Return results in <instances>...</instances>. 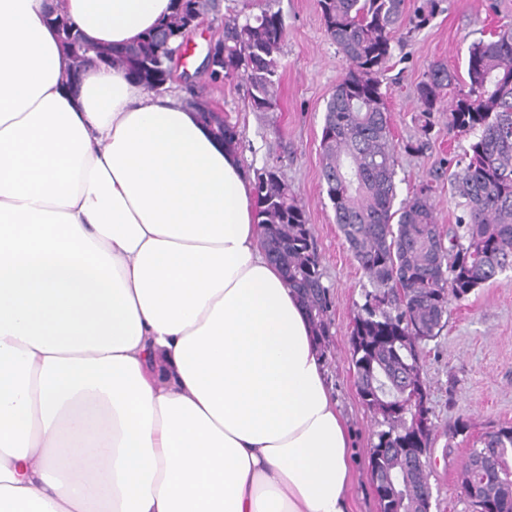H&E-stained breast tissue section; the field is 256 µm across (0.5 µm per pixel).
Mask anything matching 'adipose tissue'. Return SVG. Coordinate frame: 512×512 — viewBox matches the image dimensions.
I'll return each mask as SVG.
<instances>
[{
    "label": "adipose tissue",
    "mask_w": 512,
    "mask_h": 512,
    "mask_svg": "<svg viewBox=\"0 0 512 512\" xmlns=\"http://www.w3.org/2000/svg\"><path fill=\"white\" fill-rule=\"evenodd\" d=\"M136 43L172 0H64ZM0 0V512H352L349 436L251 180L181 91Z\"/></svg>",
    "instance_id": "obj_1"
}]
</instances>
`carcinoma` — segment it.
I'll return each instance as SVG.
<instances>
[{
    "instance_id": "1",
    "label": "carcinoma",
    "mask_w": 512,
    "mask_h": 512,
    "mask_svg": "<svg viewBox=\"0 0 512 512\" xmlns=\"http://www.w3.org/2000/svg\"><path fill=\"white\" fill-rule=\"evenodd\" d=\"M407 0H318L327 37L347 68L327 101L321 132L322 180L336 224L368 286L354 317L351 362L362 403L381 417L370 465L371 478L389 471L402 484L430 488L427 458L402 470L397 449L429 448L432 430L412 428L417 408L407 370L421 371L422 345L447 322L450 301L512 270V25L502 24L490 39L468 50L465 90L447 104L444 91L456 73L436 62L416 86L423 118L421 137L406 145L422 153L429 145L432 118L448 115V130L474 132L448 176L459 214L448 234L440 231L432 189L423 184L394 208L397 150L391 114L380 75L393 55L394 33L406 21ZM212 0H174L172 15L137 43L115 55L127 75L150 90L166 77L156 70L190 32L185 13L200 17ZM57 32L73 60L84 36L54 0ZM283 22L270 5L257 14L224 21V78L245 76L249 106L273 112L281 82ZM257 223L270 259L288 286L302 298L320 351L329 325L328 287L323 283L307 212L275 166L255 173ZM512 427L489 431L472 441L462 477L476 487L468 496L472 512H512Z\"/></svg>"
}]
</instances>
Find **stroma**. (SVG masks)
<instances>
[{"label":"stroma","mask_w":512,"mask_h":512,"mask_svg":"<svg viewBox=\"0 0 512 512\" xmlns=\"http://www.w3.org/2000/svg\"><path fill=\"white\" fill-rule=\"evenodd\" d=\"M439 0L435 14L421 25H408L393 41V56L383 73L391 132L397 152V197L423 184L432 187L440 226L454 223L457 208L448 193L447 161L462 155L471 134L449 131L435 116L429 147L406 152L419 138L420 111L415 86L433 62L464 74L469 46L512 22V0ZM188 36L187 51L175 65L174 82L199 85L210 105L236 124L247 172L270 165L280 169L306 208L329 288L327 319L331 336L324 359L325 380L346 424L353 476V512H378L370 480L369 456L377 429L373 412L361 402L350 360V336L365 281L334 220L321 177V129L326 103L346 68V60L324 32L317 0H270L283 19L282 80L276 111L254 112L247 105L242 77L220 82L209 78L203 61L211 42L224 32V19L257 12V0H217ZM421 373L434 425L430 446L431 512H470L460 489L469 442L484 433L512 426V272L473 291L448 307L440 335L424 346ZM469 425L468 438L449 439L457 420Z\"/></svg>","instance_id":"35a3bbf8"}]
</instances>
